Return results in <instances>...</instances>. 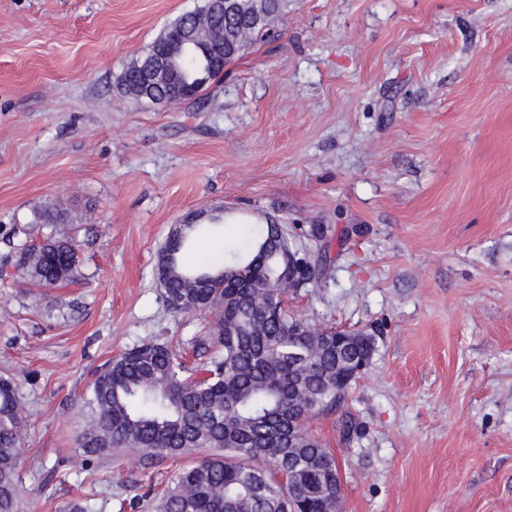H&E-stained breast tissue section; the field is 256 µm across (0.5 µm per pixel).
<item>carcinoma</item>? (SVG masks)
I'll return each instance as SVG.
<instances>
[{
  "mask_svg": "<svg viewBox=\"0 0 512 512\" xmlns=\"http://www.w3.org/2000/svg\"><path fill=\"white\" fill-rule=\"evenodd\" d=\"M282 0H239L222 18L198 10L204 33L224 24V63L258 39L262 21L281 12ZM187 14L172 21L169 35L150 49L178 40ZM182 76L195 93L220 70L180 60ZM136 61L120 83L138 96ZM201 230L199 224L172 228L157 255L156 274L168 306L176 312L215 315L210 334L216 351L200 370L190 369L167 345L148 342L105 362L92 372L83 398L85 414L70 466L85 470L91 458L133 450L148 463L196 454L182 468L154 512H336V457L307 430L291 432L304 414H320L343 403L355 370L376 351L364 330L340 336H301L310 325L278 308L288 285L278 279L280 256L299 252L316 267L309 283L325 277L321 252L290 238L288 228L255 224L238 256L225 262L181 263L180 252ZM19 281L47 287L73 282L80 264L63 239L24 245ZM16 389L0 378V512H18V459L25 440Z\"/></svg>",
  "mask_w": 512,
  "mask_h": 512,
  "instance_id": "cac0c4a2",
  "label": "carcinoma"
}]
</instances>
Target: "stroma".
Instances as JSON below:
<instances>
[{"instance_id":"35a3bbf8","label":"stroma","mask_w":512,"mask_h":512,"mask_svg":"<svg viewBox=\"0 0 512 512\" xmlns=\"http://www.w3.org/2000/svg\"><path fill=\"white\" fill-rule=\"evenodd\" d=\"M203 0H0V376L26 426L20 512H151L185 458L71 469L92 371L146 341L205 363L157 252L191 212L328 226L305 322L372 332L344 404L308 429L342 512H512V0H288L201 99L152 104L123 68ZM57 215L43 224L38 214ZM74 238L79 278L15 280L22 244ZM356 434L343 438L341 423Z\"/></svg>"}]
</instances>
